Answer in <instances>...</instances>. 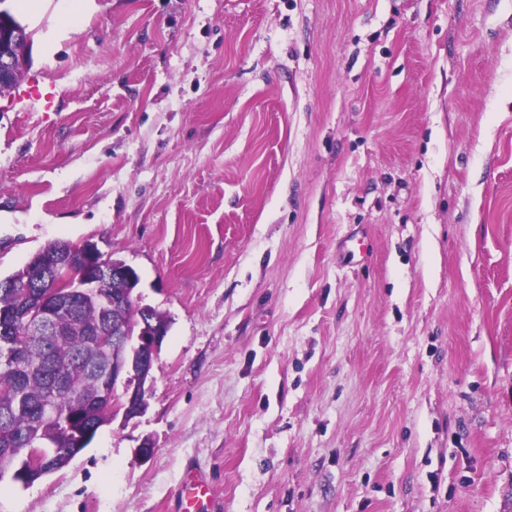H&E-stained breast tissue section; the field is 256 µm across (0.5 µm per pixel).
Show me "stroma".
<instances>
[{"label": "stroma", "mask_w": 512, "mask_h": 512, "mask_svg": "<svg viewBox=\"0 0 512 512\" xmlns=\"http://www.w3.org/2000/svg\"><path fill=\"white\" fill-rule=\"evenodd\" d=\"M9 6L0 277L90 243L171 325L0 512H512V0ZM9 0L0 1V90L20 81L29 66L30 33L21 23L13 20L11 11L3 5ZM26 41L24 53L15 54V43ZM71 242L66 240H55L48 243L44 248L35 254L38 259H43L51 263L63 262L65 267L78 268L82 263L77 249L74 250ZM172 512H217L205 472L188 467L178 485Z\"/></svg>", "instance_id": "obj_1"}]
</instances>
